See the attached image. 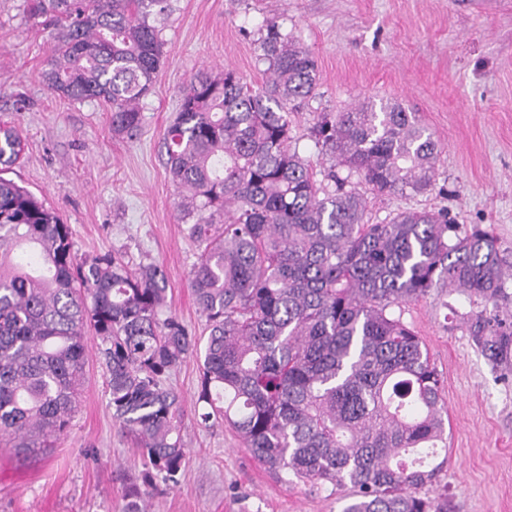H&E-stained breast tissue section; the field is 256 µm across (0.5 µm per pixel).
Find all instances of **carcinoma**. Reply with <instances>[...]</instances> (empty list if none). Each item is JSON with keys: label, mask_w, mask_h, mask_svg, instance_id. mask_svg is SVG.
I'll use <instances>...</instances> for the list:
<instances>
[{"label": "carcinoma", "mask_w": 512, "mask_h": 512, "mask_svg": "<svg viewBox=\"0 0 512 512\" xmlns=\"http://www.w3.org/2000/svg\"><path fill=\"white\" fill-rule=\"evenodd\" d=\"M52 28L42 79L72 102L111 111L112 134L141 131L139 101L163 63L170 0H26ZM264 85L199 71L180 91L166 167L188 234L202 246L189 287L198 337L168 307L167 276L110 253L79 257L67 225L6 177L22 133L0 124V435L20 450L66 432L85 367L83 330L100 340L112 418L145 461L125 512L175 487L185 465L184 401L166 378L202 372L195 420L220 422L270 474L348 489L342 512H448L422 496L448 462L444 381L394 308L433 292L479 301L469 331L493 367L512 365L500 316L512 266L497 238L448 211L366 220L351 178L380 194L435 185L438 143L399 103L323 112L311 130L346 176L317 182L291 148L288 104L312 97L313 55L275 21L260 28Z\"/></svg>", "instance_id": "obj_1"}]
</instances>
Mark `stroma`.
<instances>
[{
  "label": "stroma",
  "mask_w": 512,
  "mask_h": 512,
  "mask_svg": "<svg viewBox=\"0 0 512 512\" xmlns=\"http://www.w3.org/2000/svg\"><path fill=\"white\" fill-rule=\"evenodd\" d=\"M276 21L314 56L315 95L291 113L292 145L324 177L334 158L310 130L323 112L371 99L398 102L442 145L434 188L380 195L360 186L370 223L404 210L448 209L463 227L491 228L512 264V0H172L163 24L164 61L140 102L137 139L114 137L110 109L52 93L41 72L53 42L24 0H0V120L24 139L12 177L68 224L84 257L108 251L156 261L170 309L203 331L188 287L200 249L177 210L164 136L179 91L202 69H229L260 87L259 27ZM462 296L430 295L404 305L402 319L425 343L444 380L448 463L437 486L448 512H512V373L474 346ZM87 356L77 409L54 447H0V512H122L143 468L108 405L99 340ZM180 483L158 485L150 512H342L344 494L267 473L225 427L186 418Z\"/></svg>",
  "instance_id": "obj_1"
}]
</instances>
